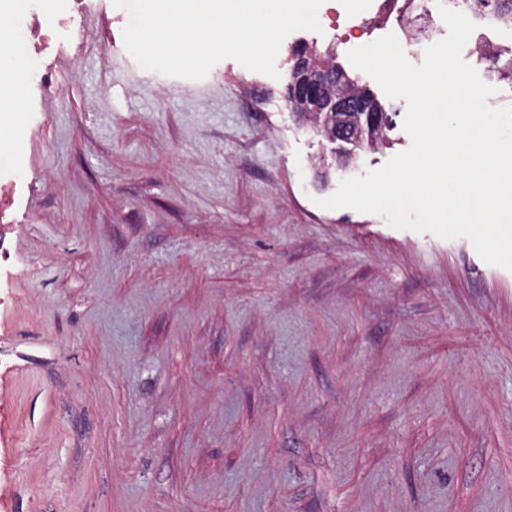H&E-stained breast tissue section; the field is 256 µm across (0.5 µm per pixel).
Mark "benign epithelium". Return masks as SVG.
<instances>
[{"label":"benign epithelium","mask_w":512,"mask_h":512,"mask_svg":"<svg viewBox=\"0 0 512 512\" xmlns=\"http://www.w3.org/2000/svg\"><path fill=\"white\" fill-rule=\"evenodd\" d=\"M295 78L287 85L286 97L303 100L313 112H328L342 119L348 112H361L366 122L372 126L383 124V114L378 112L369 98L352 99L347 95L328 94V90L341 85L343 77L333 68L315 66L309 61L307 50L290 51ZM351 139V129L339 123L333 132L330 143L331 155L336 157L344 152V146Z\"/></svg>","instance_id":"7a95c632"}]
</instances>
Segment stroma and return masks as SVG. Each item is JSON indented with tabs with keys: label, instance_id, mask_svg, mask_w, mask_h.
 <instances>
[{
	"label": "stroma",
	"instance_id": "1",
	"mask_svg": "<svg viewBox=\"0 0 512 512\" xmlns=\"http://www.w3.org/2000/svg\"><path fill=\"white\" fill-rule=\"evenodd\" d=\"M0 126V512H512V271L316 201L279 79L141 69L89 6Z\"/></svg>",
	"mask_w": 512,
	"mask_h": 512
}]
</instances>
